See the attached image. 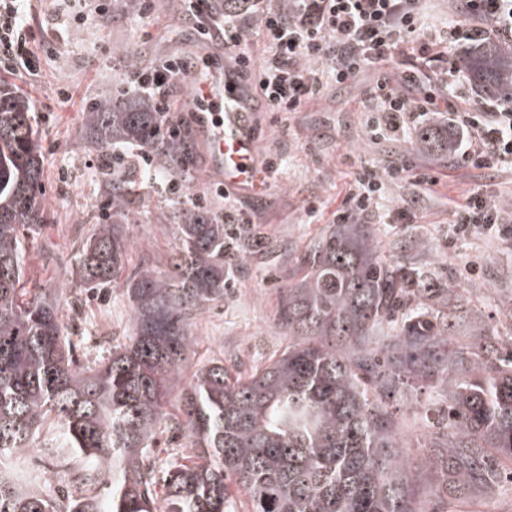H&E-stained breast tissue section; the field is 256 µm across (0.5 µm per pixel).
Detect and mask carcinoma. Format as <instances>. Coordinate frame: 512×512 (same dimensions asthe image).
Segmentation results:
<instances>
[{
	"instance_id": "cac0c4a2",
	"label": "carcinoma",
	"mask_w": 512,
	"mask_h": 512,
	"mask_svg": "<svg viewBox=\"0 0 512 512\" xmlns=\"http://www.w3.org/2000/svg\"><path fill=\"white\" fill-rule=\"evenodd\" d=\"M462 63L484 97L512 96V53L479 42ZM84 139L102 151L139 148L168 175H190L189 140L171 136L147 96L97 102ZM417 143L452 152L437 125ZM104 174L121 218L124 181L108 166ZM43 178L32 107L0 87V512H229L232 487L248 512H448L426 503L512 492L501 480L512 476V338L460 289L380 257L375 225L336 224L309 243L304 274L284 288L277 327L288 346L278 356L235 375L213 359L183 388L192 319L224 298L238 239L207 210L176 208L169 269L126 280L130 336L80 365L57 295L26 277V251L47 223ZM130 246L124 225L98 223L82 244L78 285L116 281ZM420 387L439 405L434 430ZM47 424L87 459L58 498L10 472ZM166 428L197 454L159 472L150 458Z\"/></svg>"
}]
</instances>
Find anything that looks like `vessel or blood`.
Masks as SVG:
<instances>
[{"label":"vessel or blood","instance_id":"vessel-or-blood-1","mask_svg":"<svg viewBox=\"0 0 512 512\" xmlns=\"http://www.w3.org/2000/svg\"><path fill=\"white\" fill-rule=\"evenodd\" d=\"M197 88L192 104L198 134L209 147L210 164L223 176L225 187L245 186L256 162L251 114L260 100L224 70L201 72Z\"/></svg>","mask_w":512,"mask_h":512}]
</instances>
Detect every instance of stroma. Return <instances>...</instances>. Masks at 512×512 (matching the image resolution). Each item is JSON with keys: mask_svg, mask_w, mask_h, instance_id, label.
I'll list each match as a JSON object with an SVG mask.
<instances>
[{"mask_svg": "<svg viewBox=\"0 0 512 512\" xmlns=\"http://www.w3.org/2000/svg\"><path fill=\"white\" fill-rule=\"evenodd\" d=\"M178 8L177 0H149L144 21L137 0H40L37 22L50 49L41 55L38 75L28 81L0 77L1 86L31 104L52 107L51 113L35 115L45 147L43 201L51 222L30 248L26 268L61 294L62 320L85 361L104 357L128 336L123 279L142 267L166 269L176 246V221L169 176L142 166L141 151L113 146L130 192L123 222L131 247L122 279L100 293H81L73 268L82 243L101 220L108 191L102 153L86 144L83 128L97 101L122 91L131 64L148 68L179 58L204 70L223 69V56L197 40L192 20L181 17ZM101 15L106 18L102 25L97 22ZM376 80L375 72L366 71L345 84L326 86L300 111L255 112V181L231 191L210 170L208 148L193 114L185 110L190 81L178 78L170 84L169 101L181 110L182 128L193 146L192 177L181 185L183 201L203 198L205 208L218 213L233 208L265 239L264 247L243 250L223 299L196 317V346L185 378L211 359L247 371L287 347L288 338L276 325L277 310L284 286L302 273L307 245L333 223L356 172L369 165L384 168L397 158L412 171L430 169L439 181L430 186L410 176L387 183L376 224L380 256L433 272L440 282L472 287L471 304L502 337L512 336V236L477 229L458 238L452 226L454 203L473 188L502 205L512 204V171L470 170L458 156L424 153L416 146L413 127L391 140L374 138L364 105ZM62 86L72 94L64 103L56 97ZM78 465L48 430L19 460L20 469L55 497L67 492Z\"/></svg>", "mask_w": 512, "mask_h": 512, "instance_id": "35a3bbf8", "label": "stroma"}]
</instances>
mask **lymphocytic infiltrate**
I'll return each mask as SVG.
<instances>
[{"mask_svg": "<svg viewBox=\"0 0 512 512\" xmlns=\"http://www.w3.org/2000/svg\"><path fill=\"white\" fill-rule=\"evenodd\" d=\"M211 0H184L199 36L223 49L232 60V74L276 112H295L328 83L342 84L360 72L380 74L368 97L374 134L393 138L417 118L445 116L455 132L462 163L478 170L512 168V105L487 112L459 108L451 88L462 72L449 47L478 36L465 20L433 29L423 0H224L222 11ZM34 7L27 0H0V73L31 77L40 70V48L32 24ZM260 33V52L252 35ZM409 52L434 83V91L410 94L394 84L385 67L400 52ZM178 59L143 70L129 90L152 97L157 109L176 129L167 87L188 75ZM407 166L393 161L387 168L367 166L357 172L354 186L336 211L340 224H368L377 217L386 182L405 178ZM454 231L465 236L476 227L497 230L512 224L507 211L480 190L452 212Z\"/></svg>", "mask_w": 512, "mask_h": 512, "instance_id": "1", "label": "lymphocytic infiltrate"}]
</instances>
